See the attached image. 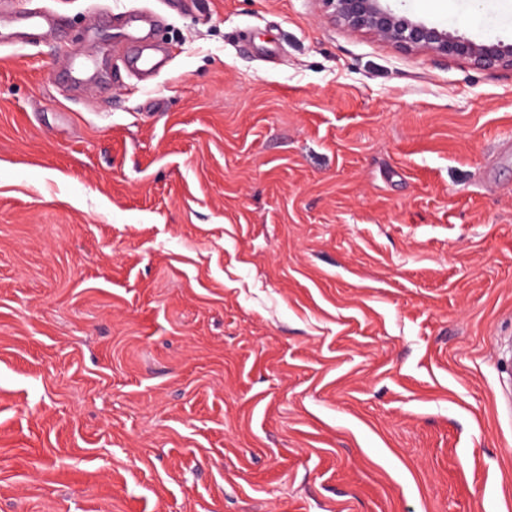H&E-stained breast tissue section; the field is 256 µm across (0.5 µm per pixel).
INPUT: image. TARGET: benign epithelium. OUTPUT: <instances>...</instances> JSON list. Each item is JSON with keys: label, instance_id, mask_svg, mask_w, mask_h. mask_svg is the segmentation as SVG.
Returning a JSON list of instances; mask_svg holds the SVG:
<instances>
[{"label": "benign epithelium", "instance_id": "benign-epithelium-1", "mask_svg": "<svg viewBox=\"0 0 512 512\" xmlns=\"http://www.w3.org/2000/svg\"><path fill=\"white\" fill-rule=\"evenodd\" d=\"M336 22L408 50L468 60L484 71L512 70V45L455 36L393 10L387 0H325Z\"/></svg>", "mask_w": 512, "mask_h": 512}]
</instances>
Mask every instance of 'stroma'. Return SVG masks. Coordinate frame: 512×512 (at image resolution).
Masks as SVG:
<instances>
[{
	"label": "stroma",
	"mask_w": 512,
	"mask_h": 512,
	"mask_svg": "<svg viewBox=\"0 0 512 512\" xmlns=\"http://www.w3.org/2000/svg\"><path fill=\"white\" fill-rule=\"evenodd\" d=\"M11 7L60 25L0 47V512H512V72L322 0ZM153 22L154 16L149 13L139 14L134 18L120 17L113 20V23L122 25L128 30L127 42H132L133 52L131 61L127 67L133 73L142 75L149 74L155 71L159 66V61L147 53L144 55L146 49L144 48L142 50L138 45L143 39L142 32L146 28L151 27Z\"/></svg>",
	"instance_id": "stroma-1"
}]
</instances>
